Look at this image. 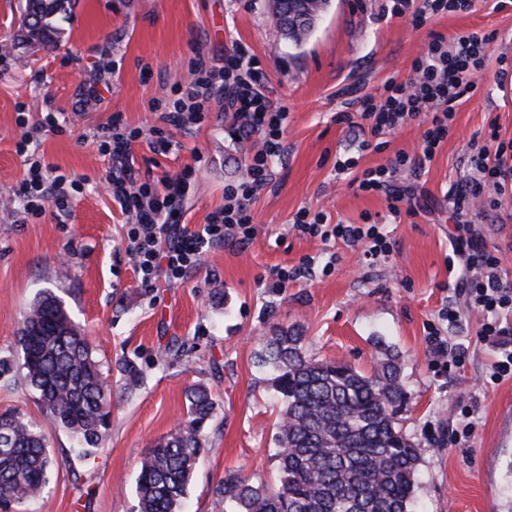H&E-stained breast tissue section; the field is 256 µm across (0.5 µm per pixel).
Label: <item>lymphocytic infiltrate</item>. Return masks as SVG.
<instances>
[{
  "label": "lymphocytic infiltrate",
  "mask_w": 512,
  "mask_h": 512,
  "mask_svg": "<svg viewBox=\"0 0 512 512\" xmlns=\"http://www.w3.org/2000/svg\"><path fill=\"white\" fill-rule=\"evenodd\" d=\"M391 2V16L411 15L416 27L434 15L465 12L472 6V0ZM490 41V34L480 31L460 34L450 43L442 35H433L427 52L415 60L412 77L401 82L388 80L381 97L358 99L355 111L337 112V122L347 124L353 112H360L363 119L372 121L377 132L394 131L406 121L423 119L426 130L420 150L399 152L389 165L366 169L358 180L360 191L385 193L391 215L400 216L403 200L392 188L393 177L402 168L421 171L433 160L448 138V122L455 106L471 97L480 84ZM215 100L223 101L225 109L234 112L239 137L258 141L260 147L250 159L247 180L226 186L223 209L195 231L178 226L175 216L191 171L168 180L165 196H158L150 181L137 178L135 173L131 145L139 138V131L120 132L113 121L98 133L101 150L111 157L107 182L112 199L133 223L128 251L143 282H153L162 275L182 277L218 243L235 240L245 244L257 233L250 202L271 182L273 161L285 150L283 133L288 111L272 99L259 59L241 45L233 46L220 58L197 55L187 82L167 101L163 120L178 127L197 123ZM468 162L470 175L455 193L456 212L462 218L478 214L487 203L505 196L507 180L512 177V142L498 143L493 149L473 146ZM65 183L64 175L52 176L41 167H30L20 188L26 212L39 216L46 206L64 203ZM293 227L300 234L325 242L339 238L363 246L368 256L391 250L389 239L374 224H329L322 215L312 216L304 210L297 214ZM452 247L465 258L456 286L466 294L471 308L486 314L481 336L504 351L503 359L493 363L491 377L499 380L512 376V322L498 317L502 311L512 313V287L504 285L499 276L501 259L461 236L454 239Z\"/></svg>",
  "instance_id": "lymphocytic-infiltrate-1"
}]
</instances>
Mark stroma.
Here are the masks:
<instances>
[{
	"label": "stroma",
	"instance_id": "35a3bbf8",
	"mask_svg": "<svg viewBox=\"0 0 512 512\" xmlns=\"http://www.w3.org/2000/svg\"><path fill=\"white\" fill-rule=\"evenodd\" d=\"M474 0L471 11L448 13L414 28L387 12V0H331L307 43L294 47L273 35L267 0H75L57 19L56 46L31 50L16 38L20 0H0V358L19 359V329L33 300L57 295L89 336L112 391V418L103 448L80 458L73 438L49 430L57 461L42 512H138L135 484L142 456L186 419L185 392L207 386L217 416L207 430L210 450L189 487L188 512H222L213 490L225 474L244 472L268 483L277 477L273 436L280 404L259 367L262 337L300 329L309 353L370 372L379 352L401 357L407 405L399 417L420 452L415 512H512V378L491 380L500 351L480 336L481 314L466 309L458 326L443 321L456 300L448 268L458 233L452 190L468 172L471 138L497 121L512 140V6ZM495 32L479 90L458 104L451 130L420 176L400 171L404 215L392 216L385 194L359 191L354 178L414 152L425 124L416 119L380 134L379 148L360 150L370 121L337 111L366 95L380 96L389 79L404 80L427 49L430 33ZM262 62L273 97L288 109L287 149L275 175L250 204L258 226L248 244L212 248L180 279L145 284L127 252L128 217L104 190L111 161L97 130L110 118L124 132L163 127L169 145L137 140L141 177L155 186L185 168L196 174L180 224L196 229L224 206V188L247 176L249 157L235 120L211 103L193 128L163 125L148 103L183 85L196 53L222 56L233 44ZM118 70L102 74L100 59ZM103 101L74 110L79 88ZM53 112L59 133L44 132ZM30 132L28 152L72 182L67 207L44 215L24 211L18 194L25 158L16 150ZM356 167L338 170L337 161ZM324 213L331 224H378L393 248L365 258L360 247L299 234L300 211ZM470 238L507 257L512 283V198L478 216ZM313 258V278L274 287L278 269ZM334 262L324 272L326 262ZM448 340V356L426 342L430 328ZM463 359H456V352ZM137 362L143 383L118 387L117 364Z\"/></svg>",
	"mask_w": 512,
	"mask_h": 512
}]
</instances>
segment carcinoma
<instances>
[{
    "instance_id": "1",
    "label": "carcinoma",
    "mask_w": 512,
    "mask_h": 512,
    "mask_svg": "<svg viewBox=\"0 0 512 512\" xmlns=\"http://www.w3.org/2000/svg\"><path fill=\"white\" fill-rule=\"evenodd\" d=\"M72 0H25L20 29L37 46L55 44L56 17ZM304 337L287 330L261 340L258 365L270 373L282 404L273 437L278 481L270 486L243 472L214 488L230 512H411L420 454L399 427L406 401L396 358L383 353L370 374L307 352ZM19 364L0 359L33 392L49 426L71 433L75 452L101 447L112 416V383L93 357L85 333L61 299L37 296L19 331ZM121 387L132 392L143 374L136 362L117 364ZM187 419L157 441L140 463L139 512H183L197 464L209 449L206 429L216 401L203 385L191 387ZM54 467L48 438L17 413L0 415V502L43 505Z\"/></svg>"
}]
</instances>
